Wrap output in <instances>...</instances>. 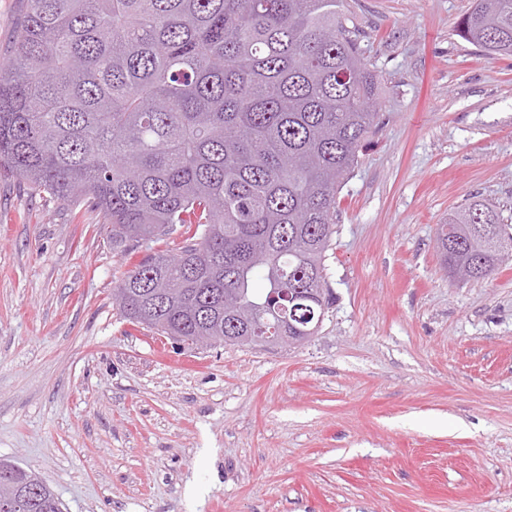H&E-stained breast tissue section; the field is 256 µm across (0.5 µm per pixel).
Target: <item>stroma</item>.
<instances>
[{"label": "stroma", "instance_id": "stroma-1", "mask_svg": "<svg viewBox=\"0 0 512 512\" xmlns=\"http://www.w3.org/2000/svg\"><path fill=\"white\" fill-rule=\"evenodd\" d=\"M472 0H345L383 93L298 346L191 348L112 299L142 245L0 168V460L64 512H512V264L451 280L469 198L512 225V58ZM456 30L489 56H512V0H473Z\"/></svg>", "mask_w": 512, "mask_h": 512}]
</instances>
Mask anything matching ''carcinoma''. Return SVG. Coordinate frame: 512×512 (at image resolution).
Instances as JSON below:
<instances>
[{
    "mask_svg": "<svg viewBox=\"0 0 512 512\" xmlns=\"http://www.w3.org/2000/svg\"><path fill=\"white\" fill-rule=\"evenodd\" d=\"M0 64V167L60 202L85 201L112 248L167 242L121 275L115 301L159 336L247 345L283 325L265 306L302 288L330 309L338 193L376 133L379 80L343 0H23ZM459 35L512 56V0H473ZM436 240L451 276L512 260V226L472 200ZM17 512L55 491L0 462Z\"/></svg>",
    "mask_w": 512,
    "mask_h": 512,
    "instance_id": "carcinoma-1",
    "label": "carcinoma"
}]
</instances>
